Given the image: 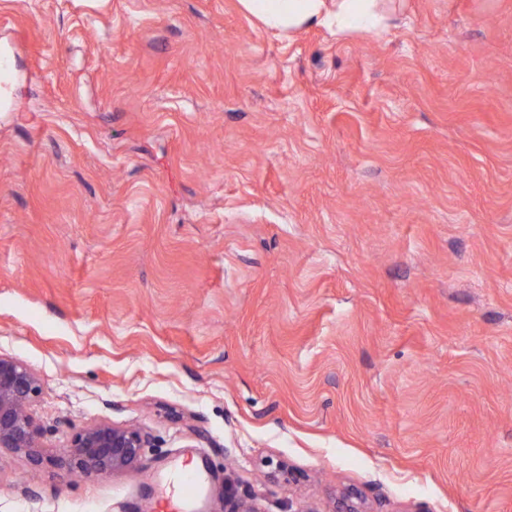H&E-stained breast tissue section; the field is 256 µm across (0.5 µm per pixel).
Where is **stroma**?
<instances>
[{
	"mask_svg": "<svg viewBox=\"0 0 512 512\" xmlns=\"http://www.w3.org/2000/svg\"><path fill=\"white\" fill-rule=\"evenodd\" d=\"M380 4L0 0V354L46 449L0 512H158L199 452L200 512H512V0ZM99 421L136 471L59 464ZM243 10L264 26L297 32L319 24L336 36L386 27L374 10L376 0H239Z\"/></svg>",
	"mask_w": 512,
	"mask_h": 512,
	"instance_id": "1",
	"label": "stroma"
}]
</instances>
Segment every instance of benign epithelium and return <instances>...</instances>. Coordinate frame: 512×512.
<instances>
[{
    "label": "benign epithelium",
    "instance_id": "benign-epithelium-1",
    "mask_svg": "<svg viewBox=\"0 0 512 512\" xmlns=\"http://www.w3.org/2000/svg\"><path fill=\"white\" fill-rule=\"evenodd\" d=\"M41 393V380L30 365L0 354V450L22 453L35 466L43 458L42 429L26 408ZM149 443V435L139 427L98 422L71 434L60 464L87 476L122 474L139 467ZM331 512L369 510L359 494L343 491Z\"/></svg>",
    "mask_w": 512,
    "mask_h": 512
}]
</instances>
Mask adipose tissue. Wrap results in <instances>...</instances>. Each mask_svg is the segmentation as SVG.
<instances>
[{"label":"adipose tissue","mask_w":512,"mask_h":512,"mask_svg":"<svg viewBox=\"0 0 512 512\" xmlns=\"http://www.w3.org/2000/svg\"><path fill=\"white\" fill-rule=\"evenodd\" d=\"M243 10L264 26L284 33L319 24L336 35L384 28L376 0H240Z\"/></svg>","instance_id":"adipose-tissue-1"}]
</instances>
